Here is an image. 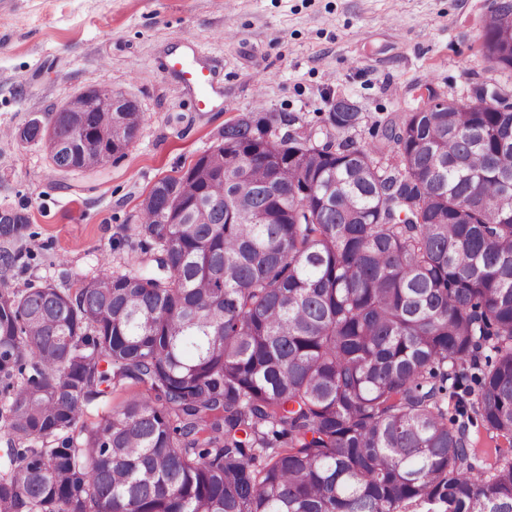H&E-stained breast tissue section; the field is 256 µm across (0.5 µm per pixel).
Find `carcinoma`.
Masks as SVG:
<instances>
[{"label":"carcinoma","mask_w":512,"mask_h":512,"mask_svg":"<svg viewBox=\"0 0 512 512\" xmlns=\"http://www.w3.org/2000/svg\"><path fill=\"white\" fill-rule=\"evenodd\" d=\"M490 9L484 55L512 70V0ZM456 103L363 144L349 98L322 144L247 112L142 203L167 277L1 285L0 512H512V111ZM103 120L19 137L82 171L140 113H112L118 143ZM25 228L0 216V238ZM450 398L469 408L448 418ZM475 422L499 442L481 468Z\"/></svg>","instance_id":"obj_1"}]
</instances>
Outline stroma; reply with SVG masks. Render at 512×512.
<instances>
[{
    "mask_svg": "<svg viewBox=\"0 0 512 512\" xmlns=\"http://www.w3.org/2000/svg\"><path fill=\"white\" fill-rule=\"evenodd\" d=\"M488 0H0V210L28 220L10 244L8 288L77 289L103 271H156L140 204L181 176L225 124L255 107L326 129L329 103L356 101L357 142L410 111L428 90L456 99L484 82L512 102V76L482 51ZM209 72L207 105L175 59ZM105 86L137 102L142 122L123 157L63 172L45 144L16 133L51 124L72 97Z\"/></svg>",
    "mask_w": 512,
    "mask_h": 512,
    "instance_id": "1",
    "label": "stroma"
}]
</instances>
